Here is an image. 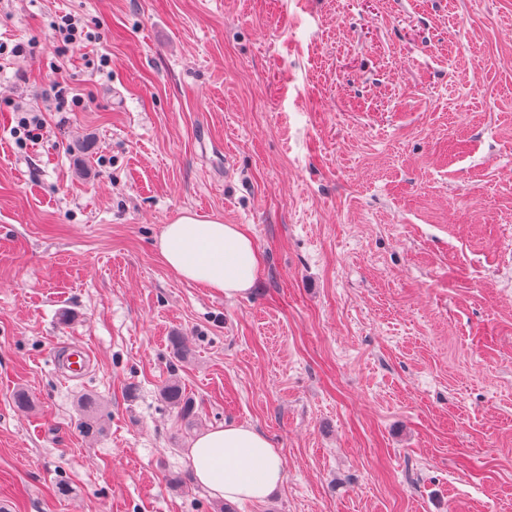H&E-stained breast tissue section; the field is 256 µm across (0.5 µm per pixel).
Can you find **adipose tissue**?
<instances>
[{"mask_svg":"<svg viewBox=\"0 0 512 512\" xmlns=\"http://www.w3.org/2000/svg\"><path fill=\"white\" fill-rule=\"evenodd\" d=\"M159 256L179 279L231 299L256 283L261 256L238 224L185 212L164 225ZM188 458L197 483L229 502H262L284 481L282 456L260 431L227 424L208 429L192 443Z\"/></svg>","mask_w":512,"mask_h":512,"instance_id":"obj_1","label":"adipose tissue"}]
</instances>
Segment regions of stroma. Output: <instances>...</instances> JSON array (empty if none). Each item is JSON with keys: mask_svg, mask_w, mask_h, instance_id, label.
Listing matches in <instances>:
<instances>
[{"mask_svg": "<svg viewBox=\"0 0 512 512\" xmlns=\"http://www.w3.org/2000/svg\"><path fill=\"white\" fill-rule=\"evenodd\" d=\"M0 42V512H220L229 423L285 472L235 512H512V0H0ZM185 211L246 296L165 267ZM52 30L57 41H62L67 46H79L87 41L91 36L85 32L80 24L71 18H62L59 23H54ZM159 256L179 279L231 299L256 283L261 256L240 224L185 212L165 224L157 242ZM163 399L183 418L194 414V404L186 397L177 375H172L162 389ZM188 459L196 482L229 502H264L284 481L280 451L246 425L224 424L202 432Z\"/></svg>", "mask_w": 512, "mask_h": 512, "instance_id": "1", "label": "stroma"}]
</instances>
